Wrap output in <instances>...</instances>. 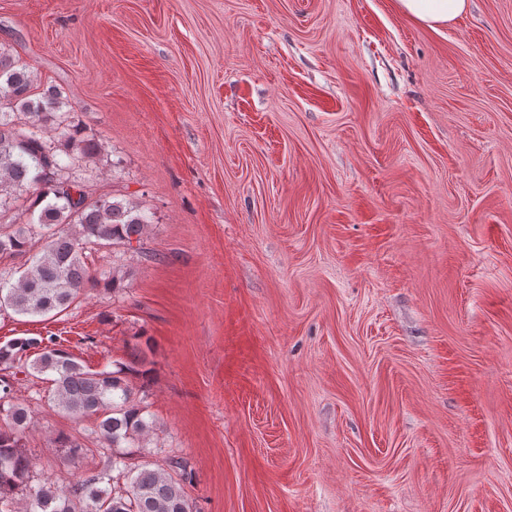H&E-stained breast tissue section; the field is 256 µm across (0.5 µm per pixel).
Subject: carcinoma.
Listing matches in <instances>:
<instances>
[{"mask_svg":"<svg viewBox=\"0 0 512 512\" xmlns=\"http://www.w3.org/2000/svg\"><path fill=\"white\" fill-rule=\"evenodd\" d=\"M33 73L0 49V213L28 202L27 221L0 224V254L27 253L40 235L43 244L16 279L0 277V308L28 317L58 315L87 288H120L122 278L103 281L91 274L89 257L99 248L122 245L140 251L152 215L138 204L112 196L73 201L62 188L76 162L99 154L98 139L82 136L61 120L63 101L52 88L36 92ZM51 122L59 142L39 131ZM41 342L22 339L0 346V371L27 369L51 383L49 401L73 418L96 417L92 431L102 467L62 482L51 475L34 479L35 465L22 447L31 425L28 410L13 400V384L0 376V512H193L185 489L188 462L171 456L159 464L142 459L143 442L154 422L130 384L145 376L137 352L116 369L93 371L48 338L42 352L22 362ZM71 457L90 449L68 437L52 439Z\"/></svg>","mask_w":512,"mask_h":512,"instance_id":"cac0c4a2","label":"carcinoma"}]
</instances>
